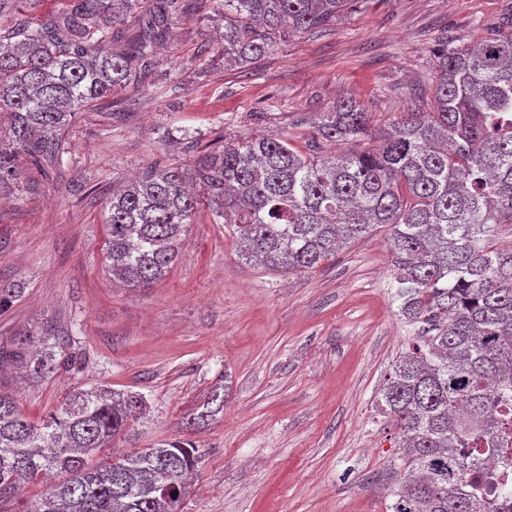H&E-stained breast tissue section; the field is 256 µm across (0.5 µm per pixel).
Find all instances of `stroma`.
I'll list each match as a JSON object with an SVG mask.
<instances>
[{"mask_svg": "<svg viewBox=\"0 0 512 512\" xmlns=\"http://www.w3.org/2000/svg\"><path fill=\"white\" fill-rule=\"evenodd\" d=\"M511 15L512 0H355L331 29L277 41L246 68L224 60L223 18L175 19L152 78L76 113L63 165L18 155L19 179L0 187V276L21 290L0 312V343L37 327L68 336L55 375L6 379L21 412L40 419L96 383L141 394L130 445L200 451L182 512H387L399 437L377 399L418 332L400 312L388 229L311 272H275L242 259L232 225L204 204L164 278L116 287L107 202L148 168L240 138L307 149L342 100L376 129L429 111L434 51ZM217 386L223 412L186 429Z\"/></svg>", "mask_w": 512, "mask_h": 512, "instance_id": "obj_1", "label": "stroma"}]
</instances>
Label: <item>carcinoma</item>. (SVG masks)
Returning <instances> with one entry per match:
<instances>
[{"label":"carcinoma","mask_w":512,"mask_h":512,"mask_svg":"<svg viewBox=\"0 0 512 512\" xmlns=\"http://www.w3.org/2000/svg\"><path fill=\"white\" fill-rule=\"evenodd\" d=\"M36 0H0V182L16 176L13 154L36 166L62 161V131L89 102L150 73L153 48L179 15H224V57L261 58L276 38L326 29L354 0H66L32 13ZM430 112H411L374 135L350 100L318 129L322 139L373 148L324 156L280 135L245 137L168 165L112 193L105 218L112 278L137 287L161 280L201 204L232 220L241 256L271 270L307 272L382 224L407 321L426 325L408 343L378 399L398 426L402 453L391 512H512L486 460L512 448V24L489 27L474 45L435 54ZM19 291L0 283V312ZM64 335L44 329L0 346V368L53 373ZM137 394L109 386L67 393L42 422L0 390V512H181L198 464L189 440L118 450L144 414ZM64 479L15 509L21 483Z\"/></svg>","instance_id":"cac0c4a2"}]
</instances>
